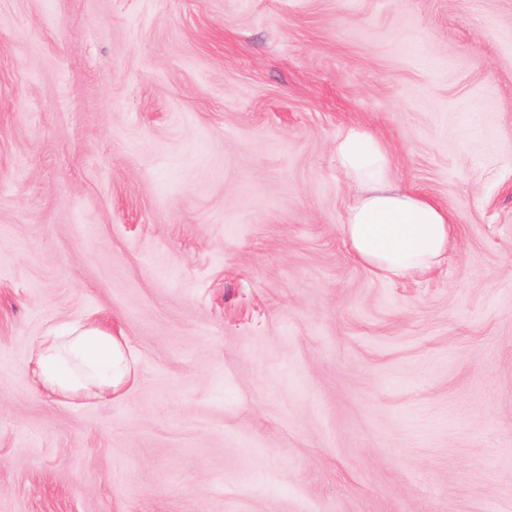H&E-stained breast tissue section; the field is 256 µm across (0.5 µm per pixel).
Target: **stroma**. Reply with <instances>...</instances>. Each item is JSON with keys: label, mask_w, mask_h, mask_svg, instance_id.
I'll list each match as a JSON object with an SVG mask.
<instances>
[{"label": "stroma", "mask_w": 512, "mask_h": 512, "mask_svg": "<svg viewBox=\"0 0 512 512\" xmlns=\"http://www.w3.org/2000/svg\"><path fill=\"white\" fill-rule=\"evenodd\" d=\"M352 129L433 274L352 257ZM78 321L112 400L34 383ZM0 512H512V0H0ZM32 360L38 388L68 401L112 398L131 374L125 345L95 324L48 328L36 337Z\"/></svg>", "instance_id": "obj_1"}]
</instances>
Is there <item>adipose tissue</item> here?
Masks as SVG:
<instances>
[{"label":"adipose tissue","mask_w":512,"mask_h":512,"mask_svg":"<svg viewBox=\"0 0 512 512\" xmlns=\"http://www.w3.org/2000/svg\"><path fill=\"white\" fill-rule=\"evenodd\" d=\"M335 153L357 188L343 225L354 258L388 279L438 268L454 234L447 211L392 188L389 153L381 142L352 130L337 142ZM32 360L38 388L69 401L111 398L131 374L124 344L95 324L48 328L36 337Z\"/></svg>","instance_id":"1"}]
</instances>
